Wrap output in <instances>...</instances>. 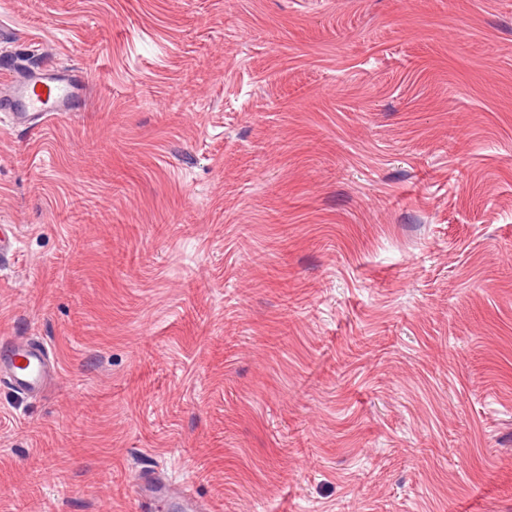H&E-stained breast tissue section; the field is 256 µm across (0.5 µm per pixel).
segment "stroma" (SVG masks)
<instances>
[{"mask_svg": "<svg viewBox=\"0 0 512 512\" xmlns=\"http://www.w3.org/2000/svg\"><path fill=\"white\" fill-rule=\"evenodd\" d=\"M0 512H512V0H0ZM84 73L66 67L21 73L11 82L8 95L0 99V112L23 123L73 112L75 102L85 95ZM0 372L14 392H39L47 374L44 348L27 341L8 339L0 351ZM138 483L142 489L138 496H149V494H155L159 492H171L175 494L179 500L191 502L190 506L185 509L187 510L186 512H197L201 510V505L198 503V501L179 495L167 479L165 483H155L138 478Z\"/></svg>", "mask_w": 512, "mask_h": 512, "instance_id": "obj_1", "label": "stroma"}]
</instances>
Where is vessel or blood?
<instances>
[{
  "label": "vessel or blood",
  "mask_w": 512,
  "mask_h": 512,
  "mask_svg": "<svg viewBox=\"0 0 512 512\" xmlns=\"http://www.w3.org/2000/svg\"><path fill=\"white\" fill-rule=\"evenodd\" d=\"M85 90L82 73L75 69L24 72L12 81L8 95L0 98V112L23 123L44 121L73 111ZM0 374L16 393L39 392L47 374L44 348L22 340H7L0 348Z\"/></svg>",
  "instance_id": "vessel-or-blood-1"
}]
</instances>
